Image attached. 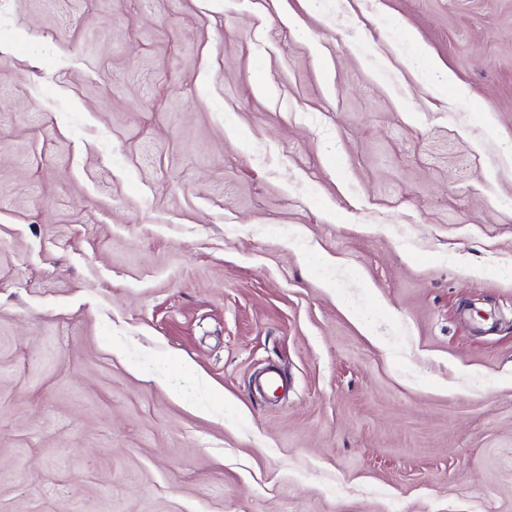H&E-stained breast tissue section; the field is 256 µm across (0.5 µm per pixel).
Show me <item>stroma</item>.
<instances>
[{
  "label": "stroma",
  "instance_id": "obj_1",
  "mask_svg": "<svg viewBox=\"0 0 512 512\" xmlns=\"http://www.w3.org/2000/svg\"><path fill=\"white\" fill-rule=\"evenodd\" d=\"M0 512H512V0H0Z\"/></svg>",
  "mask_w": 512,
  "mask_h": 512
}]
</instances>
